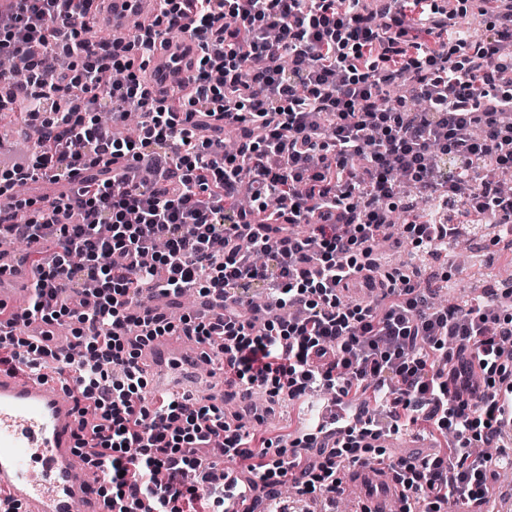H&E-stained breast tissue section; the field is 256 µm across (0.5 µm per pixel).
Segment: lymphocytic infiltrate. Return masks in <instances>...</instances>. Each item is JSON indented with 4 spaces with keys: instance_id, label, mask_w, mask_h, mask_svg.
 I'll return each mask as SVG.
<instances>
[{
    "instance_id": "f902f5d3",
    "label": "lymphocytic infiltrate",
    "mask_w": 512,
    "mask_h": 512,
    "mask_svg": "<svg viewBox=\"0 0 512 512\" xmlns=\"http://www.w3.org/2000/svg\"><path fill=\"white\" fill-rule=\"evenodd\" d=\"M7 2L0 54L45 47L70 64L33 62L0 95V112L41 131L24 171L0 170V238L57 247L34 259L27 307L0 305V366L76 383L78 449L112 487L108 512H225L238 490L218 473L223 456L243 461L251 492L289 484L331 501L346 468L374 460L396 467L401 512L483 501L488 459L474 445L512 458L498 431L512 304L485 292L438 307L416 260L469 233L461 205L512 246V196L485 175L512 170V0H161L118 52L90 33L94 0ZM476 10L480 41L461 23ZM179 33L199 57L193 96L172 106L142 76ZM131 112L139 136L114 138ZM244 166L250 210L237 203ZM74 176L44 205L18 191ZM394 211L407 221L390 224ZM394 238L410 260L389 271L374 252ZM157 294L165 309L142 315ZM190 295L199 309L172 317ZM65 323L72 348L54 349ZM175 329L199 345L223 337L225 384L272 403L329 392L337 412L265 437L185 395L149 401L140 351ZM469 346L485 391L458 404L467 382L452 358ZM417 428L449 438V453L381 442Z\"/></svg>"
}]
</instances>
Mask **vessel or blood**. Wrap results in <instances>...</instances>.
I'll list each match as a JSON object with an SVG mask.
<instances>
[{
  "instance_id": "obj_1",
  "label": "vessel or blood",
  "mask_w": 512,
  "mask_h": 512,
  "mask_svg": "<svg viewBox=\"0 0 512 512\" xmlns=\"http://www.w3.org/2000/svg\"><path fill=\"white\" fill-rule=\"evenodd\" d=\"M102 24L112 32L114 46H124L131 19L151 21L159 0H102ZM197 47L186 35L157 47L147 66L153 97L166 98L183 86L195 64ZM34 275L31 265L0 256V304L15 308L26 295L23 284ZM186 337L156 338L142 350L141 360L153 379L149 391L162 401L178 391L183 359L203 361L204 351L187 350ZM212 403L227 418L249 404L245 388L226 394L223 384L210 383ZM82 416L76 395L52 388L37 376L19 377L0 370V503L20 506L21 512H103L96 490L101 473L85 462L76 448ZM341 485L357 489L366 512H392L403 494L394 468L373 463L357 465L341 476Z\"/></svg>"
}]
</instances>
